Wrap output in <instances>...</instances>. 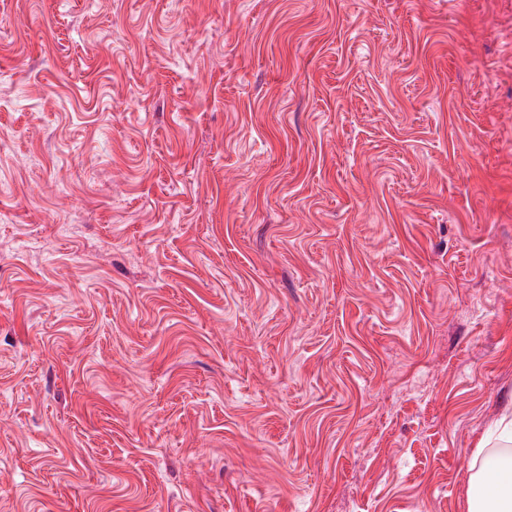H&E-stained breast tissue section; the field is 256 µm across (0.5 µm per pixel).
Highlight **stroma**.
I'll return each mask as SVG.
<instances>
[{
    "instance_id": "1",
    "label": "stroma",
    "mask_w": 512,
    "mask_h": 512,
    "mask_svg": "<svg viewBox=\"0 0 512 512\" xmlns=\"http://www.w3.org/2000/svg\"><path fill=\"white\" fill-rule=\"evenodd\" d=\"M510 407L512 0H0V512H469Z\"/></svg>"
}]
</instances>
